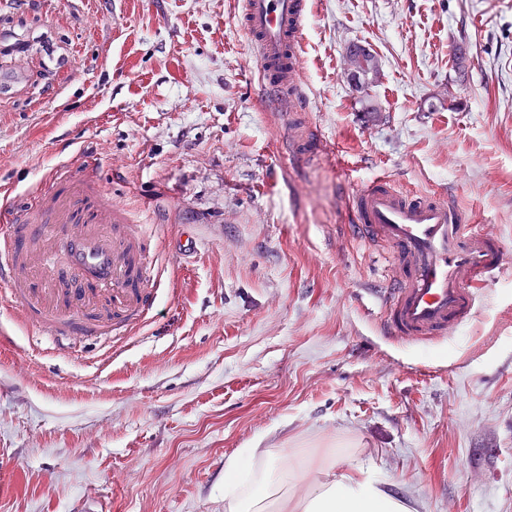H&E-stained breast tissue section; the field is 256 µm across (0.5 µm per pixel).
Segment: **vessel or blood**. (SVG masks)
Here are the masks:
<instances>
[{
  "label": "vessel or blood",
  "mask_w": 512,
  "mask_h": 512,
  "mask_svg": "<svg viewBox=\"0 0 512 512\" xmlns=\"http://www.w3.org/2000/svg\"><path fill=\"white\" fill-rule=\"evenodd\" d=\"M311 0H237L234 16L248 34L260 66L268 110L293 124L292 152L313 155L302 115L298 59ZM348 204L358 235L389 245L399 266L379 293L386 335L407 342L442 338L468 323L486 283L506 263V249L480 235L466 209L436 195H413L382 176L350 188ZM66 257L71 286L58 300L56 253ZM45 272L42 288L22 289L26 277ZM154 271L153 255L126 222L125 208L98 183L93 167L81 177L54 170L24 215L0 205V291L20 306L32 325L64 316L69 335H84L102 308L124 314L147 311L143 286Z\"/></svg>",
  "instance_id": "obj_1"
}]
</instances>
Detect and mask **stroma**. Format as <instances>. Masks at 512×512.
I'll use <instances>...</instances> for the list:
<instances>
[{
    "label": "stroma",
    "mask_w": 512,
    "mask_h": 512,
    "mask_svg": "<svg viewBox=\"0 0 512 512\" xmlns=\"http://www.w3.org/2000/svg\"><path fill=\"white\" fill-rule=\"evenodd\" d=\"M233 0H5L0 195L95 158L158 289L126 340L0 299V512H224L242 448H332L413 512H512V259L451 336H386L381 247L343 198L383 172L512 250V0H312L323 162L289 153ZM381 75L344 78L349 44ZM67 71H60V64Z\"/></svg>",
    "instance_id": "stroma-1"
}]
</instances>
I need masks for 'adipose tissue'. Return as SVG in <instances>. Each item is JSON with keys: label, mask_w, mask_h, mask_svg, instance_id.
Here are the masks:
<instances>
[{"label": "adipose tissue", "mask_w": 512, "mask_h": 512, "mask_svg": "<svg viewBox=\"0 0 512 512\" xmlns=\"http://www.w3.org/2000/svg\"><path fill=\"white\" fill-rule=\"evenodd\" d=\"M341 451L312 459L297 448H244L224 466V512H412L366 469L339 470Z\"/></svg>", "instance_id": "1"}]
</instances>
